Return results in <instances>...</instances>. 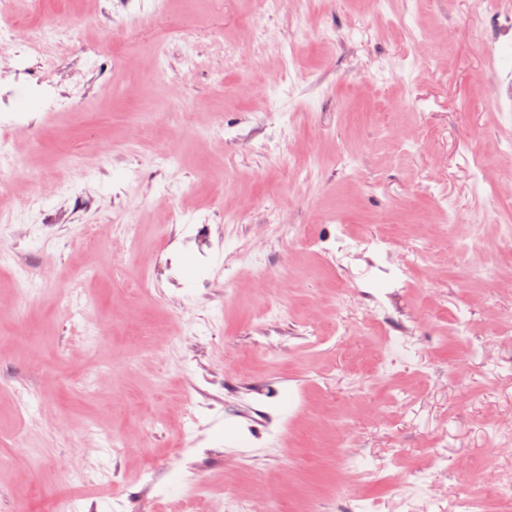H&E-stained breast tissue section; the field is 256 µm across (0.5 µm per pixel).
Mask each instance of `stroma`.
Instances as JSON below:
<instances>
[{"mask_svg":"<svg viewBox=\"0 0 512 512\" xmlns=\"http://www.w3.org/2000/svg\"><path fill=\"white\" fill-rule=\"evenodd\" d=\"M14 3L13 16L64 19L71 38L0 112L21 162L0 177V211L37 200L0 224V472L13 476L0 512L60 496L80 512H216L259 484L275 512H452L471 496L492 512L485 473L512 469L493 453L512 438V256L494 224L512 216V31L479 0H391L383 14L369 0ZM228 48L246 58L230 71ZM288 153L308 160L294 181ZM443 198L484 223L496 275L449 262L468 237L457 227L439 282L420 273L394 293L387 268L407 262V240L435 247ZM117 224L137 225L136 243ZM299 224L319 247L292 244ZM198 236L206 253L181 248ZM341 238L357 255L393 245L344 267ZM23 269L37 276L25 293ZM355 279L394 293L415 329L418 357L393 372L346 298ZM461 307L472 328L458 337ZM312 320L347 326L351 353L299 335ZM131 433L137 447L113 454ZM76 445L90 482L55 468Z\"/></svg>","mask_w":512,"mask_h":512,"instance_id":"obj_1","label":"stroma"}]
</instances>
